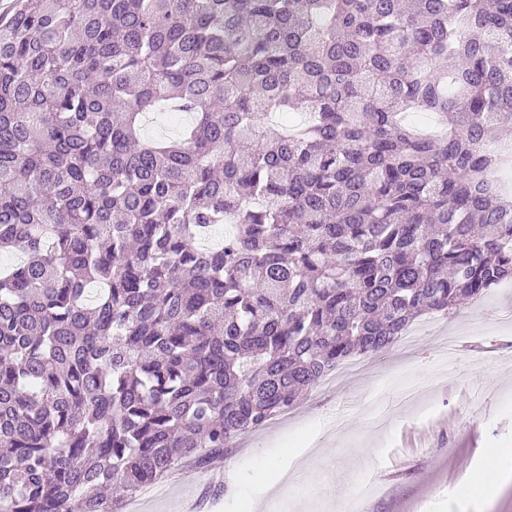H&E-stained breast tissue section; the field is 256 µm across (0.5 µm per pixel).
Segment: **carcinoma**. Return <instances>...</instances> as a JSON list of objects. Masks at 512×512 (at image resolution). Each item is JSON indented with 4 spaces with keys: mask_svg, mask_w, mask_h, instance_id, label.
<instances>
[{
    "mask_svg": "<svg viewBox=\"0 0 512 512\" xmlns=\"http://www.w3.org/2000/svg\"><path fill=\"white\" fill-rule=\"evenodd\" d=\"M171 104L192 124L146 138ZM503 128L512 0H23L0 23V512H121L511 280Z\"/></svg>",
    "mask_w": 512,
    "mask_h": 512,
    "instance_id": "cac0c4a2",
    "label": "carcinoma"
}]
</instances>
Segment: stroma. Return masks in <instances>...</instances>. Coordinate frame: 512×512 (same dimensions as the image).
<instances>
[{
  "label": "stroma",
  "mask_w": 512,
  "mask_h": 512,
  "mask_svg": "<svg viewBox=\"0 0 512 512\" xmlns=\"http://www.w3.org/2000/svg\"><path fill=\"white\" fill-rule=\"evenodd\" d=\"M512 281L424 327L414 345L355 357V372L319 385L224 454L243 481L220 485L185 465L143 512H244L288 470L307 512H338L365 487L362 512H512V482L494 498L475 483L489 448H512ZM461 329L457 378L444 380L445 326Z\"/></svg>",
  "instance_id": "1"
}]
</instances>
